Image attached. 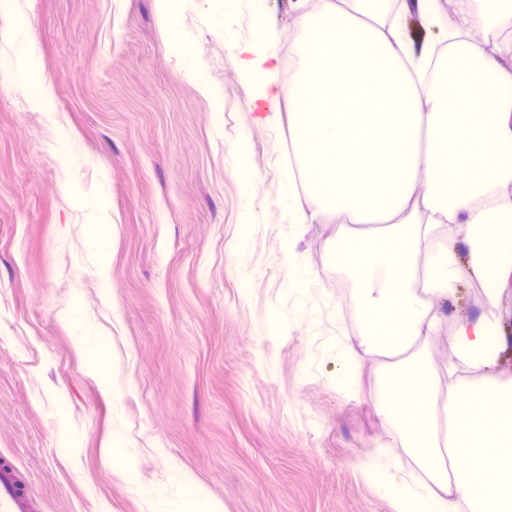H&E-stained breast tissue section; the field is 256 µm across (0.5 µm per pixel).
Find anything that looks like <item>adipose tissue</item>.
Wrapping results in <instances>:
<instances>
[{
    "label": "adipose tissue",
    "instance_id": "adipose-tissue-1",
    "mask_svg": "<svg viewBox=\"0 0 512 512\" xmlns=\"http://www.w3.org/2000/svg\"><path fill=\"white\" fill-rule=\"evenodd\" d=\"M418 0L426 25L444 33L415 55L401 36L407 0H298L299 39L282 58L274 31L236 44L234 65L254 86V130L290 128L294 165L278 180L283 223L341 224L327 245L346 272L359 324L358 345L337 342V386L352 392L355 350L380 373L375 407L415 467H369L376 489L399 512H512V374L497 301L512 281V67L484 42L512 29V0ZM293 112L282 115L279 97ZM88 212L86 250L110 281L112 203L76 193ZM288 292L310 329L333 308L312 287L292 236L280 245ZM478 278L486 304L453 326L451 356L432 348L441 306L463 274ZM63 317L89 354L88 372L114 395L112 357L78 305ZM150 512H224L185 476L152 491Z\"/></svg>",
    "mask_w": 512,
    "mask_h": 512
}]
</instances>
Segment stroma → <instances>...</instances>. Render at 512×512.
I'll list each match as a JSON object with an SVG mask.
<instances>
[{
    "label": "stroma",
    "instance_id": "1",
    "mask_svg": "<svg viewBox=\"0 0 512 512\" xmlns=\"http://www.w3.org/2000/svg\"><path fill=\"white\" fill-rule=\"evenodd\" d=\"M224 2L172 0L166 27L156 0H0V60L32 47L51 85L40 104L0 72V461L35 512H147L145 490L186 475L226 512H397L365 472L389 442L373 405L378 374L366 362L354 395L336 387L329 345L356 330L355 315L314 331L293 317L277 191L288 130L238 142L254 88L231 42L270 28L288 56L301 11L296 0L258 11ZM192 61L217 96L197 89ZM240 165L255 175V228L239 262ZM100 186L112 198L107 284L85 249L92 218L70 204L71 191ZM342 230L313 224L297 240L314 287L340 304L351 285L325 243ZM74 302L128 390L121 430L62 317ZM484 304L479 281L462 277L438 355L452 350L453 322ZM270 308L291 316L281 335L262 332ZM116 433L137 451L140 488L102 460Z\"/></svg>",
    "mask_w": 512,
    "mask_h": 512
}]
</instances>
